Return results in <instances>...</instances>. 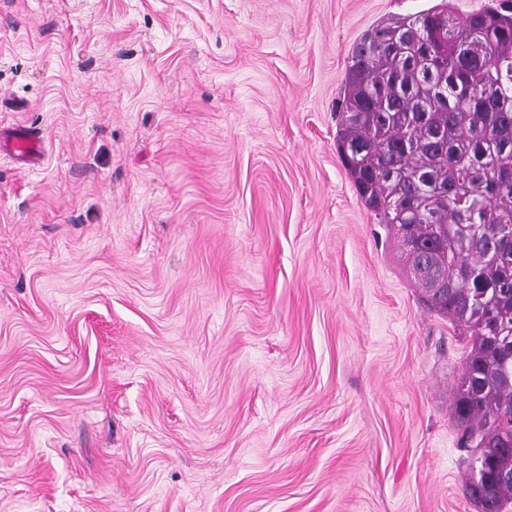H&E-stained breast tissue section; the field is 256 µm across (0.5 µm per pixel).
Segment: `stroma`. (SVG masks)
<instances>
[{
	"label": "stroma",
	"instance_id": "35a3bbf8",
	"mask_svg": "<svg viewBox=\"0 0 512 512\" xmlns=\"http://www.w3.org/2000/svg\"><path fill=\"white\" fill-rule=\"evenodd\" d=\"M439 0H0V512H478L429 312L336 152ZM11 149L19 157L40 161L44 153V144L39 136L27 129H18L13 136Z\"/></svg>",
	"mask_w": 512,
	"mask_h": 512
}]
</instances>
